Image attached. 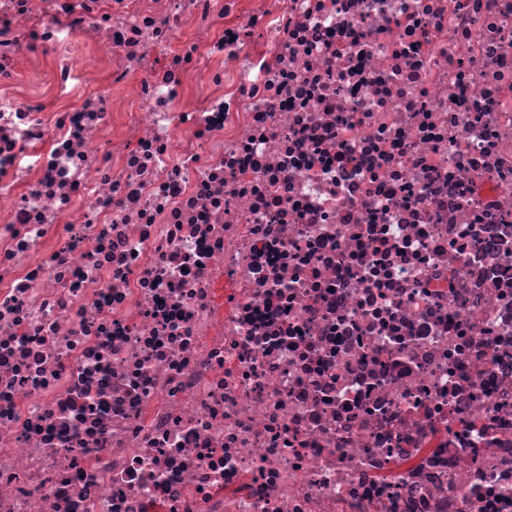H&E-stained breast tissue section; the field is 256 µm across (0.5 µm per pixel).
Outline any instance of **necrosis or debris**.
Here are the masks:
<instances>
[{"label":"necrosis or debris","mask_w":512,"mask_h":512,"mask_svg":"<svg viewBox=\"0 0 512 512\" xmlns=\"http://www.w3.org/2000/svg\"><path fill=\"white\" fill-rule=\"evenodd\" d=\"M0 512H512V0H0Z\"/></svg>","instance_id":"1"}]
</instances>
